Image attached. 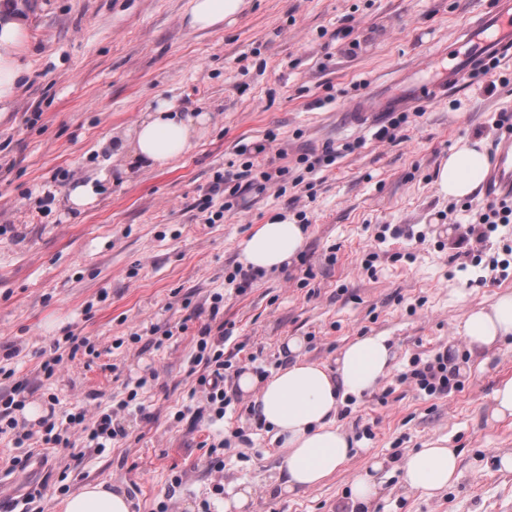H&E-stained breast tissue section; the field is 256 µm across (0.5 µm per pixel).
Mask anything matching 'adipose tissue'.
Instances as JSON below:
<instances>
[{"mask_svg": "<svg viewBox=\"0 0 512 512\" xmlns=\"http://www.w3.org/2000/svg\"><path fill=\"white\" fill-rule=\"evenodd\" d=\"M245 0H192L185 17L189 29L208 30L240 14ZM27 20L19 11L0 13V105H10L20 93ZM208 113L183 111L172 101H162L143 112L132 130L113 136L110 150L120 164L113 182L128 178L132 168L161 169L188 153L209 124ZM488 166L486 146L473 140L454 150L438 171V195L462 199L478 188ZM306 241L303 225L273 217L239 244V260L256 271L287 266ZM471 350L483 352L512 337V291L494 303L470 311L458 328ZM293 357L266 379L243 372L238 390L253 396L259 423L273 429L285 454L276 481L278 494H293L323 484L352 456L347 432L336 424L341 404L371 392L391 371L392 348L383 335L360 336L349 342L335 369L298 358L297 340L287 344ZM458 457L445 440L407 455L401 464L404 484L434 494L448 489L457 478ZM132 503L120 487L101 483L85 485L66 498L62 512H131Z\"/></svg>", "mask_w": 512, "mask_h": 512, "instance_id": "1", "label": "adipose tissue"}]
</instances>
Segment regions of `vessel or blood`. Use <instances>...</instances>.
<instances>
[{
  "label": "vessel or blood",
  "instance_id": "1",
  "mask_svg": "<svg viewBox=\"0 0 512 512\" xmlns=\"http://www.w3.org/2000/svg\"><path fill=\"white\" fill-rule=\"evenodd\" d=\"M493 59L512 60V0H493L489 10L477 13L447 53L430 59L435 82L407 85L401 99L412 104L427 102L469 83ZM484 195L493 201L512 197V135L499 143L484 179Z\"/></svg>",
  "mask_w": 512,
  "mask_h": 512
}]
</instances>
